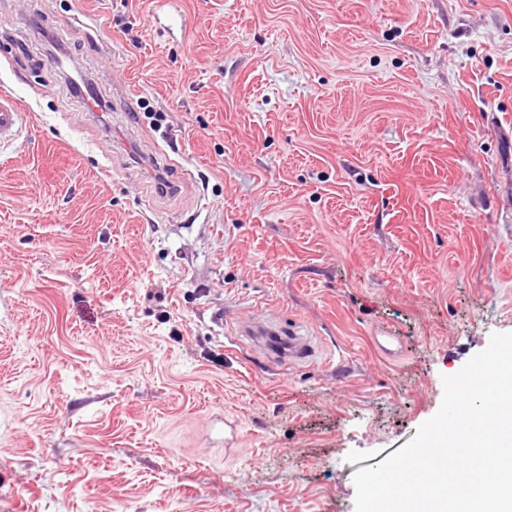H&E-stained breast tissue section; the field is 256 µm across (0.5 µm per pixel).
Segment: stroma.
I'll return each instance as SVG.
<instances>
[{
    "label": "stroma",
    "mask_w": 512,
    "mask_h": 512,
    "mask_svg": "<svg viewBox=\"0 0 512 512\" xmlns=\"http://www.w3.org/2000/svg\"><path fill=\"white\" fill-rule=\"evenodd\" d=\"M1 89L0 512H355L512 333V0H0ZM30 112L9 92L0 91V143L19 136L29 122ZM314 357V349L307 336L293 333L288 338V360L298 362H309Z\"/></svg>",
    "instance_id": "35a3bbf8"
}]
</instances>
